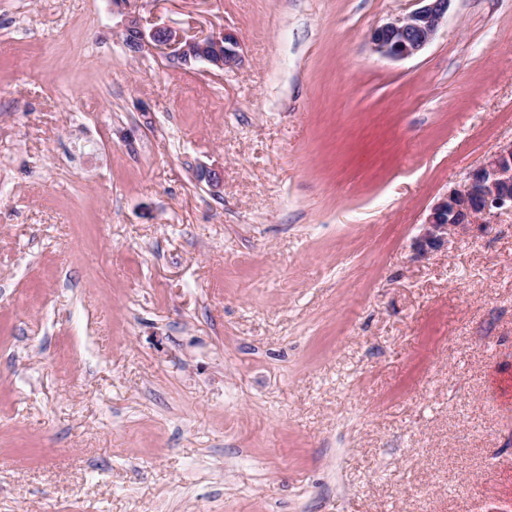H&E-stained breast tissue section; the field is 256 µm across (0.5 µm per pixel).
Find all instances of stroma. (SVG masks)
I'll list each match as a JSON object with an SVG mask.
<instances>
[{
  "mask_svg": "<svg viewBox=\"0 0 512 512\" xmlns=\"http://www.w3.org/2000/svg\"><path fill=\"white\" fill-rule=\"evenodd\" d=\"M0 0V512H512V0ZM219 175L198 180L199 167ZM137 0H113L112 11L123 13L125 36L135 37L133 53L152 51L166 53L183 64L202 61L216 72L238 69L243 61L238 36L229 30L203 33L186 40L179 31L169 27L154 28L147 36L136 12L132 11ZM415 1L420 5L418 8L371 32L369 42L375 53L391 60H404L419 54L431 43L452 0ZM512 213V140L500 144L472 168L463 185L449 191L429 209L413 249L420 257L447 245L470 226L488 227L498 215Z\"/></svg>",
  "mask_w": 512,
  "mask_h": 512,
  "instance_id": "1",
  "label": "stroma"
}]
</instances>
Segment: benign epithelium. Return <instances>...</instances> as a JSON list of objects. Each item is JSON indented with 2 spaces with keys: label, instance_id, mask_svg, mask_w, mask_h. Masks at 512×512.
<instances>
[{
  "label": "benign epithelium",
  "instance_id": "1",
  "mask_svg": "<svg viewBox=\"0 0 512 512\" xmlns=\"http://www.w3.org/2000/svg\"><path fill=\"white\" fill-rule=\"evenodd\" d=\"M135 0H112V8L124 14L125 35L135 37V53L170 52L183 64L207 63L216 72L235 70L242 63L240 41L229 30L203 33L186 40L179 31L158 27L147 33L132 11ZM419 7L403 17L374 29L372 50L391 60L419 54L434 39L448 14L451 0H417ZM512 213V140L500 144L485 161L472 168L463 185L449 191L429 209L422 233L413 249L420 257L447 245L471 226L487 227L498 215Z\"/></svg>",
  "mask_w": 512,
  "mask_h": 512
}]
</instances>
